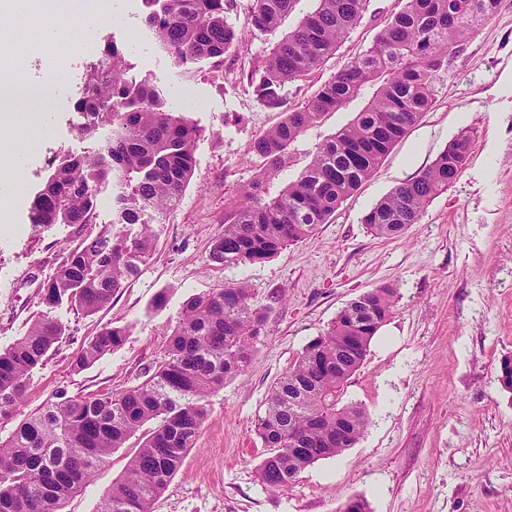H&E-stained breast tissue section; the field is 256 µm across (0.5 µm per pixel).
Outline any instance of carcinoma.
<instances>
[{
	"label": "carcinoma",
	"instance_id": "cac0c4a2",
	"mask_svg": "<svg viewBox=\"0 0 512 512\" xmlns=\"http://www.w3.org/2000/svg\"><path fill=\"white\" fill-rule=\"evenodd\" d=\"M231 0H143L145 22L156 44L177 66L213 63L224 78V55L236 33L228 22ZM295 0H252L249 22L276 30ZM369 0H317L258 68L254 91L269 109L286 103L288 83L319 67L363 18ZM499 0H407L372 45L339 69L302 107L253 144L265 162L241 190V203L224 220L210 259L216 263L262 262L307 239L368 179L393 146L429 111L436 80L448 57ZM125 53L108 43L85 69L78 111L86 129L100 124L112 135L89 156L62 154L50 166L44 189L33 200V224H94L99 196L112 189L115 219L101 226L63 260L44 286L43 303L63 302L91 315L137 276L155 250L151 221L175 209L194 175L201 130L169 112L148 78L127 81ZM375 97L347 126L319 144L297 179L268 196L266 182L286 162L288 149L323 115L342 107L367 86ZM472 136L461 130L434 162L400 183L363 217L374 235L393 239L419 222L425 206L448 190L467 161ZM139 225L133 233L131 226ZM396 290L379 287L344 307L323 334L310 340L275 383L256 429L274 449L257 468L266 490L285 491L315 462L338 457L366 433L370 419L356 404L342 403L350 377L371 341L393 314ZM271 307L251 304L250 288L230 282L188 298L167 344L166 358L146 371L142 383L121 393L61 396L22 420L0 439V512H59L84 490L144 424L153 421L130 458L124 476L100 500L96 512H150L207 420V398L244 372ZM62 334L41 315L27 333L0 349V420L15 415L32 369L43 363ZM123 327L105 326L75 361L82 369L116 351Z\"/></svg>",
	"mask_w": 512,
	"mask_h": 512
}]
</instances>
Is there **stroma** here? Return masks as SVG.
I'll use <instances>...</instances> for the list:
<instances>
[{
  "label": "stroma",
  "instance_id": "1",
  "mask_svg": "<svg viewBox=\"0 0 512 512\" xmlns=\"http://www.w3.org/2000/svg\"><path fill=\"white\" fill-rule=\"evenodd\" d=\"M233 2L228 18L238 40L220 82L210 61L178 67L155 47L142 0H10L0 14L6 68L23 69L36 82L51 68L61 75L48 102L4 104L32 122L16 128L17 138L34 136L39 145L6 164L8 176L21 172L27 181L14 185L13 219L0 226V348L43 313L64 329L31 371L19 416L61 392L115 394L141 383L145 370L163 361L184 301L243 280L254 305L272 308L265 331L245 371L209 396L197 444L152 512H338L351 497L365 498L370 512H512V392L498 380L501 359L512 356V0H500L460 45L436 82L431 109L328 223L271 259L238 266L212 262L209 253L241 187L262 168L254 140L286 111L265 107L250 75L317 3L296 0L276 31L263 32L248 21L251 0ZM405 5L369 0L335 55L289 83L286 109L314 97ZM112 40L125 52L127 80L150 78L167 109L186 113L202 134L180 205L153 227L152 258L109 306L86 316L64 303L46 307L41 290L69 250L111 223V194L100 196L93 224L36 226L29 211L48 176L45 156L93 154L109 134L105 127L83 132L86 118L74 103L85 63ZM374 92L366 87L310 128L268 183L269 195L295 180L317 145L351 123ZM466 127L473 132L468 160L419 223L391 240L368 232L365 213ZM382 286L397 290V307L343 395L368 412L367 432L340 457L307 468L287 491L264 490L256 470L272 450L255 423L272 386L345 306ZM108 324L127 327L124 345L75 369L81 348ZM140 442L136 435L115 449L61 512H95Z\"/></svg>",
  "mask_w": 512,
  "mask_h": 512
}]
</instances>
